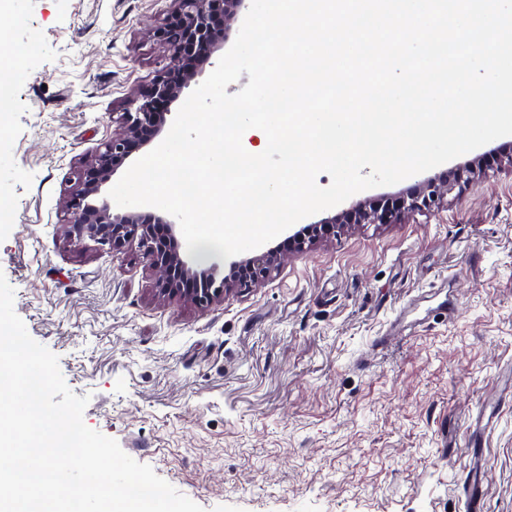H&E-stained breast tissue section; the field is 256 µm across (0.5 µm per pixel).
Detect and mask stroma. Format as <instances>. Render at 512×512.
<instances>
[{
    "mask_svg": "<svg viewBox=\"0 0 512 512\" xmlns=\"http://www.w3.org/2000/svg\"><path fill=\"white\" fill-rule=\"evenodd\" d=\"M173 7L0 5V273L89 396L85 424L205 512H464L479 430L484 512H512V174L320 242L204 310L160 297L138 246L71 239L72 172L165 66L150 30ZM445 295L454 317L421 319ZM396 319L403 337L371 351Z\"/></svg>",
    "mask_w": 512,
    "mask_h": 512,
    "instance_id": "obj_1",
    "label": "stroma"
}]
</instances>
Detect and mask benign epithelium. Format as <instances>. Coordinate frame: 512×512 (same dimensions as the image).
Wrapping results in <instances>:
<instances>
[{"instance_id": "1", "label": "benign epithelium", "mask_w": 512, "mask_h": 512, "mask_svg": "<svg viewBox=\"0 0 512 512\" xmlns=\"http://www.w3.org/2000/svg\"><path fill=\"white\" fill-rule=\"evenodd\" d=\"M249 0H174L170 18L152 30L165 45L172 64L144 90L133 96L126 111L112 122L117 132L90 159L73 171L74 189L68 201L70 236L90 240L115 252L136 243L144 248L157 273L158 295L204 309L242 288H251L278 269L289 255L339 231L362 224H399L435 208L455 189L478 185L490 169L476 158L444 179L423 180L410 192L368 198L338 214L324 217L288 236L283 242L235 262L214 286L213 272L199 270L181 253L180 228L168 213L137 210L113 212L102 196L116 169L134 152L152 143L165 129L171 106L198 75L191 61L208 62L224 48L232 25L248 10Z\"/></svg>"}]
</instances>
